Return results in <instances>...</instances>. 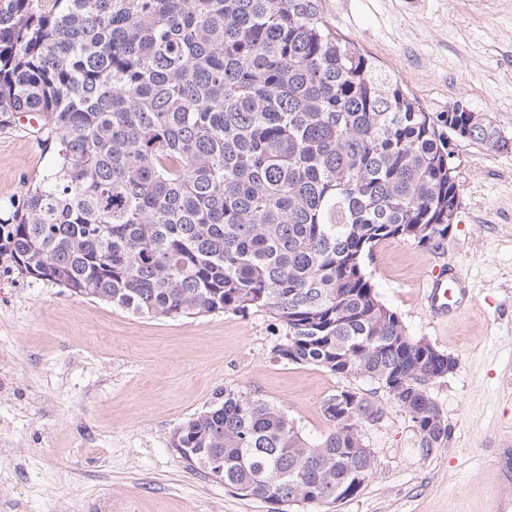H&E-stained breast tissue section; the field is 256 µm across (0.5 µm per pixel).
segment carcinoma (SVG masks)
<instances>
[{"label": "carcinoma", "mask_w": 512, "mask_h": 512, "mask_svg": "<svg viewBox=\"0 0 512 512\" xmlns=\"http://www.w3.org/2000/svg\"><path fill=\"white\" fill-rule=\"evenodd\" d=\"M20 112L55 151L0 214L20 273L140 317L266 312L277 358L375 382L422 455L448 445L427 384L455 360L407 333L364 260L440 248L460 196L447 132L496 147L495 126L425 108L320 0H0V115ZM322 412L310 440L226 388L170 447L277 512L322 509L364 487L362 426L383 415L349 388Z\"/></svg>", "instance_id": "carcinoma-1"}]
</instances>
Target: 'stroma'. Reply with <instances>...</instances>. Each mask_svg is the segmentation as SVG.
Here are the masks:
<instances>
[{"instance_id":"obj_1","label":"stroma","mask_w":512,"mask_h":512,"mask_svg":"<svg viewBox=\"0 0 512 512\" xmlns=\"http://www.w3.org/2000/svg\"><path fill=\"white\" fill-rule=\"evenodd\" d=\"M321 9L430 111L462 103L508 141L455 142L460 198L442 247L388 240L364 261L408 334L456 361L428 385L447 447L421 455L407 412L374 382L277 359L285 330L266 313L142 318L17 274L1 256L0 348L16 366L0 382L11 397L0 402V480L17 490L0 512H272L170 448L174 430L226 388L259 395L311 439L328 431L321 405L338 389L381 406L362 429L372 476L333 512H495L496 497L512 496L502 476L512 449V0H321ZM53 161L33 129L0 124V209ZM437 265L469 284L465 315L427 310Z\"/></svg>"}]
</instances>
